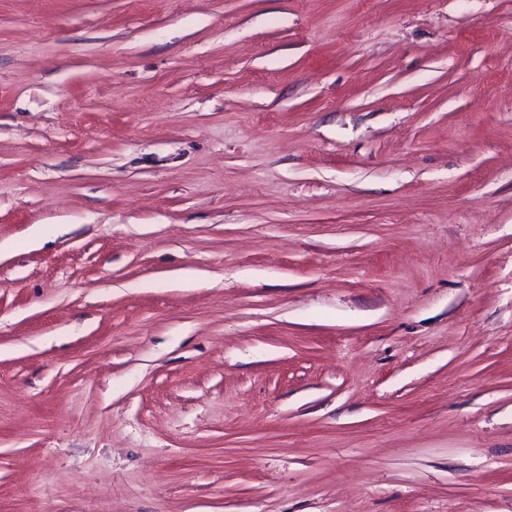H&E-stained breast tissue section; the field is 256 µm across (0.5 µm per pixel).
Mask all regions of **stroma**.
Returning <instances> with one entry per match:
<instances>
[{
    "instance_id": "35a3bbf8",
    "label": "stroma",
    "mask_w": 512,
    "mask_h": 512,
    "mask_svg": "<svg viewBox=\"0 0 512 512\" xmlns=\"http://www.w3.org/2000/svg\"><path fill=\"white\" fill-rule=\"evenodd\" d=\"M0 512H512V0H0Z\"/></svg>"
}]
</instances>
